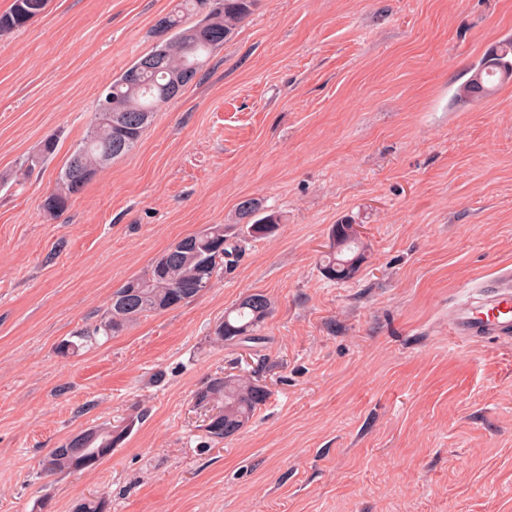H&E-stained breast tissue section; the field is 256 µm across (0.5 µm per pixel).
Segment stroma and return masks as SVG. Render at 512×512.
Returning a JSON list of instances; mask_svg holds the SVG:
<instances>
[{"label": "stroma", "mask_w": 512, "mask_h": 512, "mask_svg": "<svg viewBox=\"0 0 512 512\" xmlns=\"http://www.w3.org/2000/svg\"><path fill=\"white\" fill-rule=\"evenodd\" d=\"M178 0H50L0 37V512H512V343L448 310L512 269V82L456 92L512 39V0H258L136 148L42 208L99 94ZM55 153L25 166L47 136ZM280 215L189 303L73 353L112 294L178 240ZM363 260L328 280L330 230ZM261 293L264 344L217 342ZM259 371L266 403L213 441L197 391ZM130 433L45 475L77 432ZM259 212V204L250 199L243 201L239 208V215L241 216L240 218L248 219V222L246 224H250V226L247 228V233L250 236L258 235L259 237H261L271 234L272 232L275 231L279 224L278 219L275 215L269 214L259 217ZM122 430L123 429L112 431V429H109L107 433L112 437V434L116 436ZM107 433H102L98 428H90L83 431V434L81 435L77 434L75 437L73 436L69 443L67 444L66 442L64 445V448H66L65 453H59L55 456H52L50 451L46 456L43 457L40 463L42 471L49 476V474H47L45 471H49L52 475L65 472L70 474L75 473L73 471L81 472L96 467L98 464H100V462L111 455L110 453H112V448H118L122 445L127 432L122 437H119V444L117 446L114 443V439L112 441V446L109 444V435ZM87 434L99 435L94 438H86L79 452H75L74 448H69L70 443L81 440V438ZM97 448L102 449L106 454L109 455H106L105 453L98 454ZM47 461H49L51 464H54V467L47 469L45 465Z\"/></svg>", "instance_id": "obj_1"}]
</instances>
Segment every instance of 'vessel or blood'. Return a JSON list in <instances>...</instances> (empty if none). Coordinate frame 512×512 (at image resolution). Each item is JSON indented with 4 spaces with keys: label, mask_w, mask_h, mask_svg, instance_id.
<instances>
[{
    "label": "vessel or blood",
    "mask_w": 512,
    "mask_h": 512,
    "mask_svg": "<svg viewBox=\"0 0 512 512\" xmlns=\"http://www.w3.org/2000/svg\"><path fill=\"white\" fill-rule=\"evenodd\" d=\"M480 296L466 295L448 314L455 336L472 339L486 336L512 341V271L500 272L489 284H481Z\"/></svg>",
    "instance_id": "1"
}]
</instances>
